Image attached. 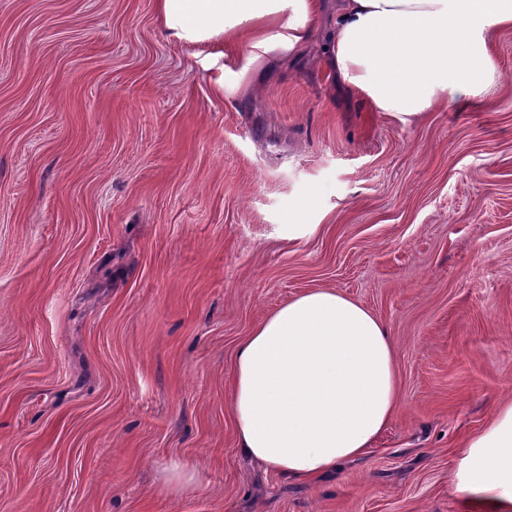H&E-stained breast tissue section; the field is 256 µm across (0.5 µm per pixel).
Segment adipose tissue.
<instances>
[{"label":"adipose tissue","mask_w":512,"mask_h":512,"mask_svg":"<svg viewBox=\"0 0 512 512\" xmlns=\"http://www.w3.org/2000/svg\"><path fill=\"white\" fill-rule=\"evenodd\" d=\"M168 33L217 41L251 60L290 55L311 37L323 0H157ZM512 26V0H341L331 37L342 84L401 123L444 97H474L495 73L487 34ZM386 326L333 290H308L268 313L239 347L227 381L237 449L309 481L357 458L398 409ZM456 489L512 512V401L459 451Z\"/></svg>","instance_id":"1"}]
</instances>
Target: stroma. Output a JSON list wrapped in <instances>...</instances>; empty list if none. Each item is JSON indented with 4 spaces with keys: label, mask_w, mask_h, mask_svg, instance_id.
<instances>
[{
    "label": "stroma",
    "mask_w": 512,
    "mask_h": 512,
    "mask_svg": "<svg viewBox=\"0 0 512 512\" xmlns=\"http://www.w3.org/2000/svg\"><path fill=\"white\" fill-rule=\"evenodd\" d=\"M334 22L266 63L156 0H0V512H482L455 473L512 399V27L476 100L405 125L339 91ZM319 288L385 324L400 402L299 482L237 451L225 381Z\"/></svg>",
    "instance_id": "1"
}]
</instances>
